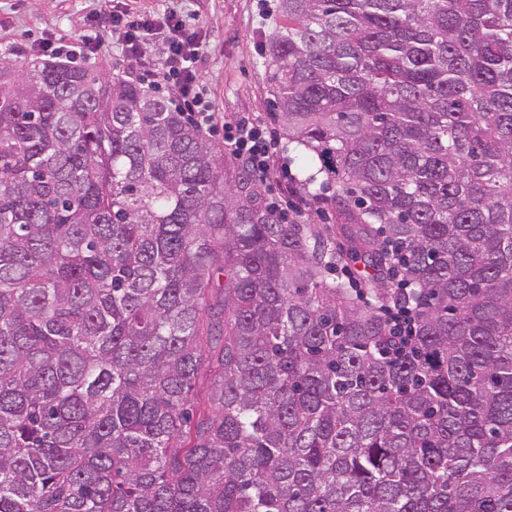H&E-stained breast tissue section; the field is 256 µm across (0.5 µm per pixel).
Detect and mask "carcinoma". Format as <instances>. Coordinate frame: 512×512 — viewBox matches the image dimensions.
I'll list each match as a JSON object with an SVG mask.
<instances>
[{
    "label": "carcinoma",
    "mask_w": 512,
    "mask_h": 512,
    "mask_svg": "<svg viewBox=\"0 0 512 512\" xmlns=\"http://www.w3.org/2000/svg\"><path fill=\"white\" fill-rule=\"evenodd\" d=\"M276 12L323 227L134 82L0 66V512H512V0Z\"/></svg>",
    "instance_id": "1"
}]
</instances>
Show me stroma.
Instances as JSON below:
<instances>
[{
	"label": "stroma",
	"instance_id": "stroma-1",
	"mask_svg": "<svg viewBox=\"0 0 512 512\" xmlns=\"http://www.w3.org/2000/svg\"><path fill=\"white\" fill-rule=\"evenodd\" d=\"M276 0H114L115 7L131 3L146 12H181L187 29L207 44L200 66L202 81L220 122L248 116L271 123L268 61L262 46L274 29ZM97 0H0V60L17 65L28 61L30 47L64 37L74 43L88 30L89 13ZM279 165L287 166L296 192L300 218L308 224H332L334 207L318 194L317 185L301 186L302 173L294 145L279 144Z\"/></svg>",
	"mask_w": 512,
	"mask_h": 512
}]
</instances>
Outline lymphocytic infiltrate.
Listing matches in <instances>:
<instances>
[{"mask_svg":"<svg viewBox=\"0 0 512 512\" xmlns=\"http://www.w3.org/2000/svg\"><path fill=\"white\" fill-rule=\"evenodd\" d=\"M103 23L116 36L117 49L131 62L126 73L146 89L167 86L173 101L193 117L194 124L210 126L215 115L205 85L200 81L198 65L206 44L183 25L177 12L162 14L104 10ZM166 31L165 50L155 55L148 40L154 28ZM224 149L235 158L247 159L259 181L269 180L277 162V142L263 137L260 126L250 118L239 119L224 127Z\"/></svg>","mask_w":512,"mask_h":512,"instance_id":"obj_1","label":"lymphocytic infiltrate"}]
</instances>
